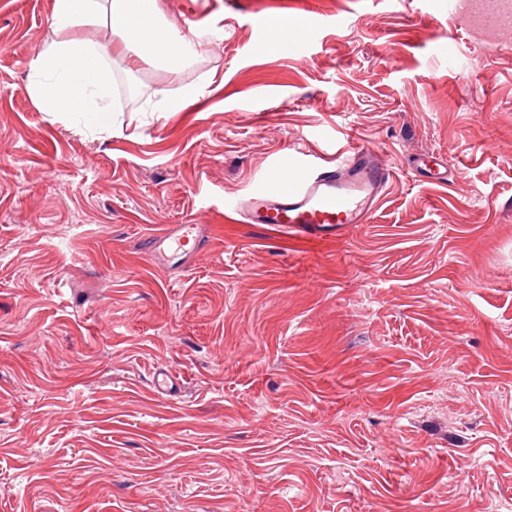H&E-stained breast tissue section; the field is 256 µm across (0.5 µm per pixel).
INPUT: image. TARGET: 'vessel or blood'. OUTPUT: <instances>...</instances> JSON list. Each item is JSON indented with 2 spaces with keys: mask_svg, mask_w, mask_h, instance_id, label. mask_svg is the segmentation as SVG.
<instances>
[{
  "mask_svg": "<svg viewBox=\"0 0 512 512\" xmlns=\"http://www.w3.org/2000/svg\"><path fill=\"white\" fill-rule=\"evenodd\" d=\"M485 16L498 27L511 28L512 0H487ZM408 165L425 182L443 180L440 162L431 154H412ZM296 166L300 175L290 186L256 188L246 197L225 202V212L246 224L299 228L319 238L346 224L366 223L394 177L380 152L353 137L336 152L302 157ZM201 237L200 225L180 224L170 236L150 239L147 251L160 266L173 256L188 261L197 255Z\"/></svg>",
  "mask_w": 512,
  "mask_h": 512,
  "instance_id": "vessel-or-blood-1",
  "label": "vessel or blood"
}]
</instances>
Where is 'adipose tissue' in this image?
Here are the masks:
<instances>
[{
	"mask_svg": "<svg viewBox=\"0 0 512 512\" xmlns=\"http://www.w3.org/2000/svg\"><path fill=\"white\" fill-rule=\"evenodd\" d=\"M106 14L126 50L178 68L195 57L191 38L162 21L158 0H54L57 29ZM30 94L41 111L85 126L104 125L111 110L112 54L82 39L52 42L30 60Z\"/></svg>",
	"mask_w": 512,
	"mask_h": 512,
	"instance_id": "1",
	"label": "adipose tissue"
}]
</instances>
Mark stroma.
I'll return each instance as SVG.
<instances>
[{"label": "stroma", "instance_id": "stroma-1", "mask_svg": "<svg viewBox=\"0 0 512 512\" xmlns=\"http://www.w3.org/2000/svg\"><path fill=\"white\" fill-rule=\"evenodd\" d=\"M159 2L195 62L116 59L94 131L28 90L53 0H0V512H512V32L448 0ZM351 135L394 169L366 223L225 217ZM187 221L191 268L155 266ZM411 172L427 183L438 184L445 180L440 172L439 159L428 153H415L408 158ZM201 237V225L178 224L174 233L150 238L147 252L151 253L154 262L159 266H165L172 256H181L185 264L199 252ZM168 240L171 241V246L165 248Z\"/></svg>", "mask_w": 512, "mask_h": 512}]
</instances>
